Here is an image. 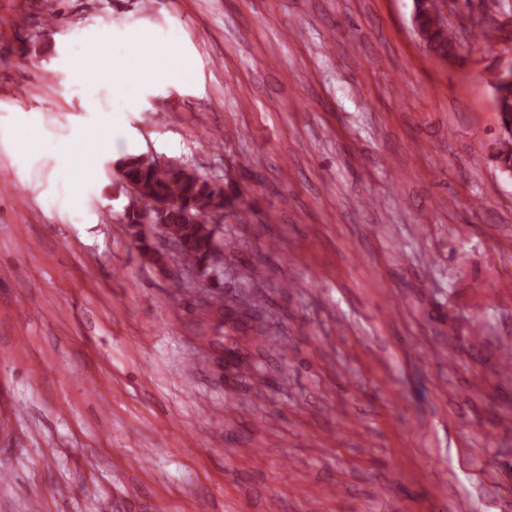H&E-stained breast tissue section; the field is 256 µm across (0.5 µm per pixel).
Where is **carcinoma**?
<instances>
[{
	"label": "carcinoma",
	"instance_id": "1",
	"mask_svg": "<svg viewBox=\"0 0 512 512\" xmlns=\"http://www.w3.org/2000/svg\"><path fill=\"white\" fill-rule=\"evenodd\" d=\"M421 25L429 34L432 52L441 56L454 53L458 40L443 13V6L429 3L421 15ZM118 172L136 196V204L125 213V223L134 227L156 220L154 200L164 197L177 204L165 223L166 235L177 244L179 255L190 263H205L214 252H222L224 239L213 228V211L223 189L186 167H156L138 155L119 161Z\"/></svg>",
	"mask_w": 512,
	"mask_h": 512
}]
</instances>
